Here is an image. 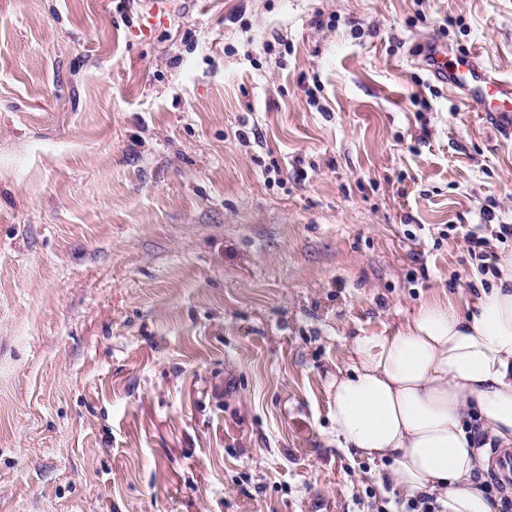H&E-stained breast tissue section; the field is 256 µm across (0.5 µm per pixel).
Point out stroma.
<instances>
[{
    "instance_id": "stroma-1",
    "label": "stroma",
    "mask_w": 512,
    "mask_h": 512,
    "mask_svg": "<svg viewBox=\"0 0 512 512\" xmlns=\"http://www.w3.org/2000/svg\"><path fill=\"white\" fill-rule=\"evenodd\" d=\"M436 43L512 0H0V512H402L331 383L512 224Z\"/></svg>"
}]
</instances>
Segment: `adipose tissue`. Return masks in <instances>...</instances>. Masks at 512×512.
<instances>
[{
  "mask_svg": "<svg viewBox=\"0 0 512 512\" xmlns=\"http://www.w3.org/2000/svg\"><path fill=\"white\" fill-rule=\"evenodd\" d=\"M474 310L422 305L388 336H355L333 384L337 447L388 459L377 482L435 497L443 512H496L472 484L483 458L471 425L512 446V256Z\"/></svg>",
  "mask_w": 512,
  "mask_h": 512,
  "instance_id": "adipose-tissue-1",
  "label": "adipose tissue"
}]
</instances>
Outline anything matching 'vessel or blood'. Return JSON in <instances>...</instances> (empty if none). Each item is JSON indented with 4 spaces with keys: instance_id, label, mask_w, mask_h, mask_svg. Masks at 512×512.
Masks as SVG:
<instances>
[{
    "instance_id": "1",
    "label": "vessel or blood",
    "mask_w": 512,
    "mask_h": 512,
    "mask_svg": "<svg viewBox=\"0 0 512 512\" xmlns=\"http://www.w3.org/2000/svg\"><path fill=\"white\" fill-rule=\"evenodd\" d=\"M428 67L436 79L458 90L486 122L512 133V81L498 79L478 58L468 55L446 61L436 50ZM489 469L496 481L512 488V449H490Z\"/></svg>"
}]
</instances>
